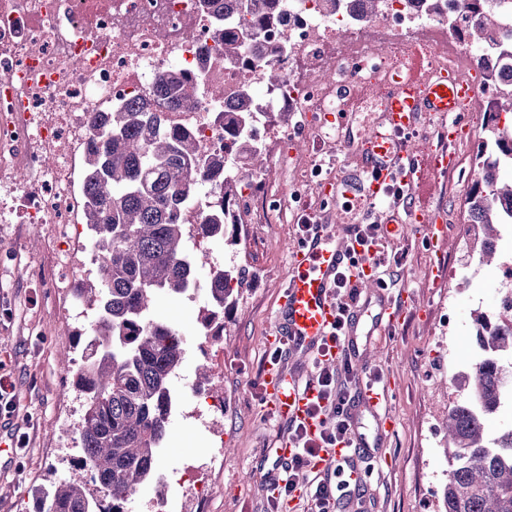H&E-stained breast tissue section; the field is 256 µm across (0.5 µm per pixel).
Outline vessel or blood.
Segmentation results:
<instances>
[{
    "label": "vessel or blood",
    "mask_w": 512,
    "mask_h": 512,
    "mask_svg": "<svg viewBox=\"0 0 512 512\" xmlns=\"http://www.w3.org/2000/svg\"><path fill=\"white\" fill-rule=\"evenodd\" d=\"M381 81L385 95L378 103L380 116L356 147L357 169L326 180L322 185L323 195L350 204L349 216L333 226H315L291 258L286 296L274 339L288 343L291 351L305 357L325 350L336 361L349 355V344L330 340L338 313L335 288L338 273L350 267L352 255L359 248L355 228L363 219L365 203L384 198L393 182L412 190L420 185L426 170L451 171L458 164L449 146L420 158L413 147L400 140V132L413 127L424 116L468 111L479 93L476 78L452 66L441 72L431 71L425 59L418 55L382 75ZM385 221L411 224L413 231L433 243L440 242L444 233L442 221L433 210L409 206L404 212H392ZM402 319V306L386 300L379 301L373 315V323L378 327L392 328ZM264 382L272 413L291 422L304 423L309 431L319 429V422L308 414L309 403L317 395L313 385H299L294 375L273 366L268 367ZM387 394L384 388L361 389L360 411L378 427L394 424L390 416L381 413ZM318 467L336 469L351 481L362 478L356 455L343 442L330 450Z\"/></svg>",
    "instance_id": "obj_1"
}]
</instances>
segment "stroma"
Returning a JSON list of instances; mask_svg holds the SVG:
<instances>
[{"mask_svg": "<svg viewBox=\"0 0 512 512\" xmlns=\"http://www.w3.org/2000/svg\"><path fill=\"white\" fill-rule=\"evenodd\" d=\"M380 89L363 88L347 116L346 131L316 123L312 114L290 113L283 133L266 140L263 181L242 191L249 219L239 245L225 249L224 262L250 275L235 309L224 321V341L207 343L196 317L199 303L185 296L159 295L156 319L185 331V381L176 391L181 408L172 417L159 467L175 481L172 512H295L297 500L273 508L269 500L274 448L289 436L287 422L269 412L262 378L274 352L268 338L288 282L289 260L299 247L297 226L305 217L336 221L334 201L309 179L313 166L323 177L356 162L352 149L375 119ZM491 100L488 88L463 117L466 132L453 145L459 163L436 174L412 194L414 204L437 209L445 219L442 243L404 233L388 237L389 251L402 257L391 266L382 294L402 300L404 319L380 331L362 316L351 360L366 364L360 381L378 375L392 388L396 428L386 433L367 462L364 484L354 494L352 512H437L448 481L444 450L448 402L459 399L455 378L466 372L475 352L473 318L492 312L500 297L499 270L484 271L461 286L457 274L476 266L469 249L465 197L474 178L483 123ZM60 244L48 226L0 223V355L17 384L18 408L0 424V442L15 432L29 437L27 448L0 450V512H37L41 487L66 477L78 455L74 426L83 399L70 383L84 343L76 332L86 317L70 310L57 282ZM210 362L217 376L195 390L198 363ZM223 401L224 411L209 405ZM222 431L216 444L213 431ZM210 462L209 470L196 466ZM205 485L196 496L197 485Z\"/></svg>", "mask_w": 512, "mask_h": 512, "instance_id": "obj_1", "label": "stroma"}]
</instances>
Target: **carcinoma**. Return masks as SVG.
<instances>
[{"label":"carcinoma","mask_w":512,"mask_h":512,"mask_svg":"<svg viewBox=\"0 0 512 512\" xmlns=\"http://www.w3.org/2000/svg\"><path fill=\"white\" fill-rule=\"evenodd\" d=\"M225 18L243 10L242 27L219 24L213 34L227 58L272 59L288 50L291 32L278 21L282 0H207ZM465 15L448 19L449 33L483 48L500 17L493 0H464ZM473 67L493 81L497 104L483 128L476 183L467 197L468 223L475 232L470 247L487 262L496 254L499 227L512 224L494 210L512 203V140L504 139L501 112H512V77L493 78V59L477 55ZM204 82L198 70L169 66L147 98H132L91 117L98 130L86 146L81 191L87 199L83 223L89 242L99 247L102 264L95 280L77 294L93 307L96 323L84 330L87 341L72 386L84 400L76 428L80 454L71 474L56 482L44 499L54 512H129L132 495L154 470L171 422L174 390L186 352V336L153 318L158 293L183 294L188 288L190 242L240 241L243 218L235 208L241 172L227 160L252 171L261 169L265 146L251 121L259 88L243 89L236 101L215 115L224 128V151L204 155L196 136L168 122L158 104L170 108L199 102ZM207 183L216 193L212 210L194 230L183 224L182 204ZM247 269L226 267L210 275L208 302L200 309L206 330L224 323L236 302ZM480 340L496 354L512 355V296L499 300L496 313L479 314ZM503 377L493 357L475 361L458 378L467 396L448 407L451 470L438 512H512V429L492 437L485 417L496 411Z\"/></svg>","instance_id":"obj_1"}]
</instances>
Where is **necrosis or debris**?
<instances>
[{
    "mask_svg": "<svg viewBox=\"0 0 512 512\" xmlns=\"http://www.w3.org/2000/svg\"><path fill=\"white\" fill-rule=\"evenodd\" d=\"M292 39L280 66L284 85L269 89L257 111L342 112L341 66L357 63L358 81L400 65L410 52L444 65L436 43L449 14L388 0L384 18L344 21L321 0H283ZM214 19L202 0H0V206L2 224H49L62 243L58 263L80 233L85 199L75 188L76 151L95 131L90 116L148 94L163 68L202 67L203 98L167 117L196 130L215 150L223 142L216 112L261 70L225 58L212 40Z\"/></svg>",
    "mask_w": 512,
    "mask_h": 512,
    "instance_id": "necrosis-or-debris-1",
    "label": "necrosis or debris"
}]
</instances>
